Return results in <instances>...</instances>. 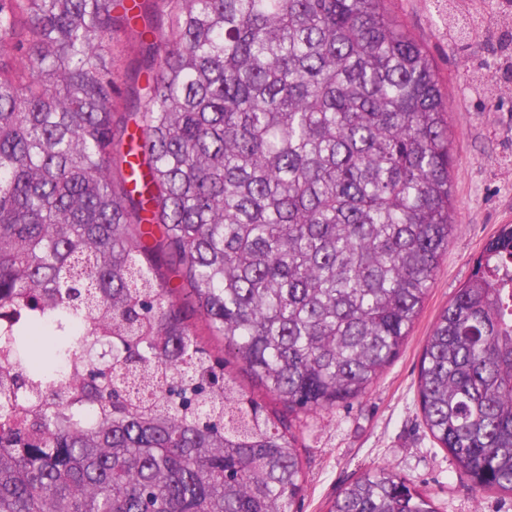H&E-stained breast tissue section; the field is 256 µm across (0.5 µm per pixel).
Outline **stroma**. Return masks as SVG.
I'll list each match as a JSON object with an SVG mask.
<instances>
[{
    "label": "stroma",
    "mask_w": 512,
    "mask_h": 512,
    "mask_svg": "<svg viewBox=\"0 0 512 512\" xmlns=\"http://www.w3.org/2000/svg\"><path fill=\"white\" fill-rule=\"evenodd\" d=\"M386 7L429 51L448 102L452 219L424 307L398 358L360 400L304 417L305 490L293 512H327L364 474L386 468L432 496L439 512H512V495L477 492L425 428L417 393L425 340L469 279L474 260L500 225L512 224V75L482 31L449 37L433 0H388Z\"/></svg>",
    "instance_id": "stroma-1"
}]
</instances>
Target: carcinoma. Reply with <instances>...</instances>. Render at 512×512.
I'll return each mask as SVG.
<instances>
[{
	"label": "carcinoma",
	"instance_id": "carcinoma-1",
	"mask_svg": "<svg viewBox=\"0 0 512 512\" xmlns=\"http://www.w3.org/2000/svg\"><path fill=\"white\" fill-rule=\"evenodd\" d=\"M383 3L0 0V512H290L293 420L366 395L455 229L434 61ZM140 8L120 112L112 34ZM158 251L288 413L224 374ZM418 398L461 476L512 494V224ZM329 512L436 509L380 471Z\"/></svg>",
	"mask_w": 512,
	"mask_h": 512
}]
</instances>
